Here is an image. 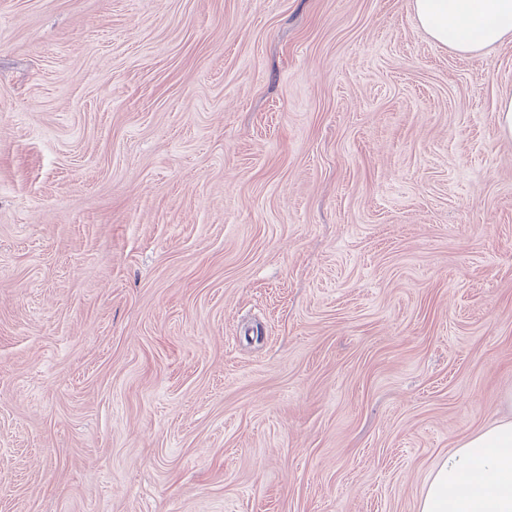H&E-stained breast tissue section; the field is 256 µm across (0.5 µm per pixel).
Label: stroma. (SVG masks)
<instances>
[{
    "mask_svg": "<svg viewBox=\"0 0 512 512\" xmlns=\"http://www.w3.org/2000/svg\"><path fill=\"white\" fill-rule=\"evenodd\" d=\"M507 95L408 0H0V512H418L512 393Z\"/></svg>",
    "mask_w": 512,
    "mask_h": 512,
    "instance_id": "1",
    "label": "stroma"
}]
</instances>
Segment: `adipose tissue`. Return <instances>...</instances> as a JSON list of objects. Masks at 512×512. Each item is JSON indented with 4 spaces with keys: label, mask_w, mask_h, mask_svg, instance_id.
I'll list each match as a JSON object with an SVG mask.
<instances>
[{
    "label": "adipose tissue",
    "mask_w": 512,
    "mask_h": 512,
    "mask_svg": "<svg viewBox=\"0 0 512 512\" xmlns=\"http://www.w3.org/2000/svg\"><path fill=\"white\" fill-rule=\"evenodd\" d=\"M409 7L435 41L462 55L512 41V0H409ZM420 512H512V416L442 461Z\"/></svg>",
    "instance_id": "ef3b65f1"
}]
</instances>
